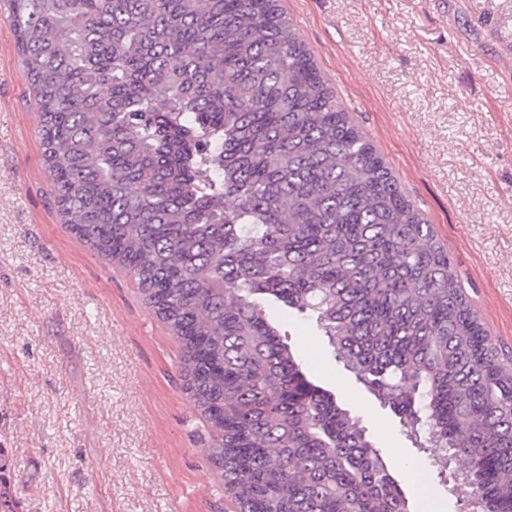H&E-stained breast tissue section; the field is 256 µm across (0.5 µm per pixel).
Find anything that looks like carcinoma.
<instances>
[{"instance_id": "1", "label": "carcinoma", "mask_w": 512, "mask_h": 512, "mask_svg": "<svg viewBox=\"0 0 512 512\" xmlns=\"http://www.w3.org/2000/svg\"><path fill=\"white\" fill-rule=\"evenodd\" d=\"M10 22L63 223L178 339L237 512H409L269 298L465 463L469 512H512V371L279 0H10Z\"/></svg>"}]
</instances>
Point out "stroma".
I'll use <instances>...</instances> for the list:
<instances>
[{
  "mask_svg": "<svg viewBox=\"0 0 512 512\" xmlns=\"http://www.w3.org/2000/svg\"><path fill=\"white\" fill-rule=\"evenodd\" d=\"M338 100L432 224L512 360V0H280ZM38 106L0 5V454L19 512H235L205 452L180 349L140 289L70 233ZM315 384L359 416L410 512H459L398 416L313 316L266 305Z\"/></svg>",
  "mask_w": 512,
  "mask_h": 512,
  "instance_id": "obj_1",
  "label": "stroma"
}]
</instances>
